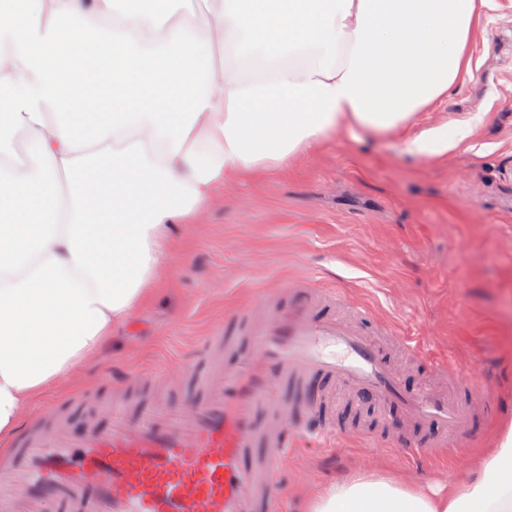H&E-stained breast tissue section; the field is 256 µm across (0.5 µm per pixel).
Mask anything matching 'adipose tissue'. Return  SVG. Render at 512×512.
<instances>
[{
    "label": "adipose tissue",
    "mask_w": 512,
    "mask_h": 512,
    "mask_svg": "<svg viewBox=\"0 0 512 512\" xmlns=\"http://www.w3.org/2000/svg\"><path fill=\"white\" fill-rule=\"evenodd\" d=\"M491 4L0 0V447L127 324L225 178L341 131L460 146L467 127L414 121L471 75ZM306 512H512V424L447 488L356 473Z\"/></svg>",
    "instance_id": "adipose-tissue-1"
}]
</instances>
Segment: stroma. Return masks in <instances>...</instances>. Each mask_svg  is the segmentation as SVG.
<instances>
[{"instance_id": "35a3bbf8", "label": "stroma", "mask_w": 512, "mask_h": 512, "mask_svg": "<svg viewBox=\"0 0 512 512\" xmlns=\"http://www.w3.org/2000/svg\"><path fill=\"white\" fill-rule=\"evenodd\" d=\"M470 51L472 76L420 116L431 128L470 122L466 143L413 158L395 136L342 132L282 169L228 177L177 233L171 266L128 324L21 423L58 415L78 432L90 421L108 425L112 413L187 406L193 387L180 362L202 351L207 372L223 367L226 351L207 341L225 318L313 275L365 304L375 333L423 341L427 358L394 359L408 388L448 387L468 370L476 394L493 391L501 406L437 457L361 439L354 428L300 442L277 486L290 512L355 472L383 471L423 489L461 477L475 450L512 421V0H494L475 20ZM130 374L142 386L126 394Z\"/></svg>"}]
</instances>
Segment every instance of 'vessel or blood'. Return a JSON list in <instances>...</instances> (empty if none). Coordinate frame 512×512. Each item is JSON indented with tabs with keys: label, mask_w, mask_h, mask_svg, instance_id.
<instances>
[{
	"label": "vessel or blood",
	"mask_w": 512,
	"mask_h": 512,
	"mask_svg": "<svg viewBox=\"0 0 512 512\" xmlns=\"http://www.w3.org/2000/svg\"><path fill=\"white\" fill-rule=\"evenodd\" d=\"M305 280L278 308L246 329L252 351L242 365L225 363L220 385L206 384L186 411L120 418L79 434H27L0 460V475L15 493V512H35L46 498L64 512H282L274 493L257 495L246 461L264 447L265 480L274 483L295 439L324 440L335 432L341 387L351 416L366 405L399 409L412 453L436 456L452 448L478 415H492L496 397H476L469 378L452 393L407 389L386 355L370 341L369 310ZM304 395L309 422L281 416L283 390ZM482 412H475V402Z\"/></svg>",
	"instance_id": "vessel-or-blood-1"
}]
</instances>
